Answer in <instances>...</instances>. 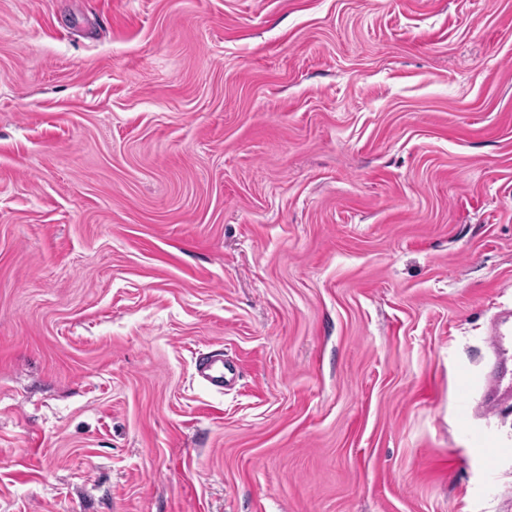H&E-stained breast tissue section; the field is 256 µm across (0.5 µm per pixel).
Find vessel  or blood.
I'll use <instances>...</instances> for the list:
<instances>
[{"label":"vessel or blood","instance_id":"1","mask_svg":"<svg viewBox=\"0 0 512 512\" xmlns=\"http://www.w3.org/2000/svg\"><path fill=\"white\" fill-rule=\"evenodd\" d=\"M489 345L494 360L478 404L479 411L486 414L512 403V314L505 312L493 318L489 326ZM197 372L215 389L233 385L240 376L238 366L220 354L201 359Z\"/></svg>","mask_w":512,"mask_h":512}]
</instances>
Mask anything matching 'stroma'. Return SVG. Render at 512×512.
I'll return each mask as SVG.
<instances>
[{"instance_id":"obj_1","label":"stroma","mask_w":512,"mask_h":512,"mask_svg":"<svg viewBox=\"0 0 512 512\" xmlns=\"http://www.w3.org/2000/svg\"><path fill=\"white\" fill-rule=\"evenodd\" d=\"M501 308L512 0H0V512H512ZM489 345L494 360L486 377L478 410L493 413L512 401V320L510 312L493 318ZM197 372L202 380L215 389L233 385L240 376L238 366L221 354H213L197 363Z\"/></svg>"}]
</instances>
